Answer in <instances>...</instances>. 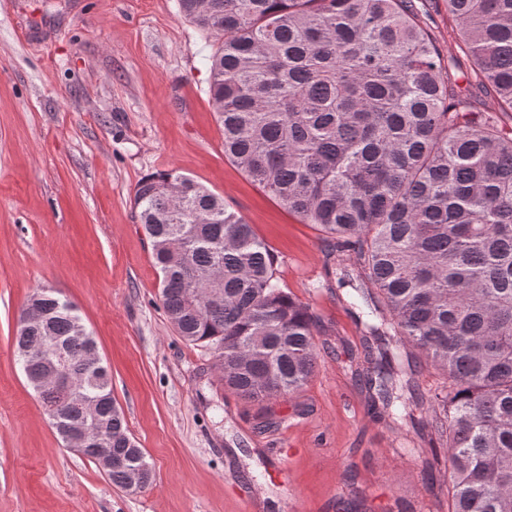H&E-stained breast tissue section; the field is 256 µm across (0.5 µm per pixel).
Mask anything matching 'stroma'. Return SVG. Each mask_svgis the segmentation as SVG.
I'll list each match as a JSON object with an SVG mask.
<instances>
[{"label":"stroma","instance_id":"35a3bbf8","mask_svg":"<svg viewBox=\"0 0 512 512\" xmlns=\"http://www.w3.org/2000/svg\"><path fill=\"white\" fill-rule=\"evenodd\" d=\"M216 40L177 0H0V512H440L448 466L428 435L370 410L346 358L352 289L327 276L319 231L224 156L206 58ZM177 169L223 195L321 318L318 368L272 410L218 385L160 297L133 195ZM73 302L153 468L138 492L58 440L15 360L35 289Z\"/></svg>","mask_w":512,"mask_h":512}]
</instances>
